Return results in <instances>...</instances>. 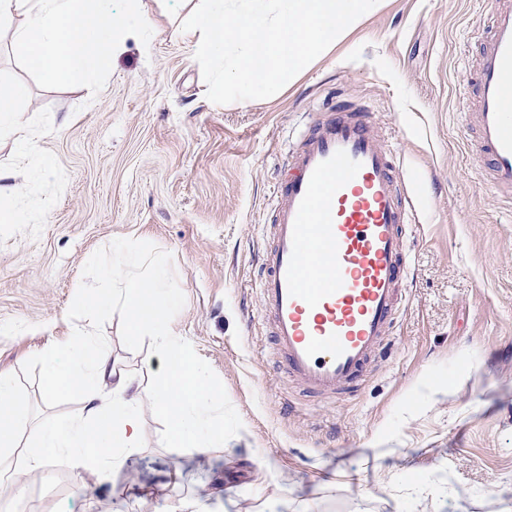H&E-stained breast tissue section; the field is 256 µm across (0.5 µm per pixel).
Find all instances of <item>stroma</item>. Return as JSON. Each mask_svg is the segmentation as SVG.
Masks as SVG:
<instances>
[{
  "instance_id": "1",
  "label": "stroma",
  "mask_w": 512,
  "mask_h": 512,
  "mask_svg": "<svg viewBox=\"0 0 512 512\" xmlns=\"http://www.w3.org/2000/svg\"><path fill=\"white\" fill-rule=\"evenodd\" d=\"M191 0L151 5L98 85H47L0 43V83L53 164L37 177L0 133L29 221L0 223V371L25 419L85 413L49 394L42 354L88 320L68 308L82 269L114 239L172 256L184 308L172 326L222 381L243 429L207 452L165 448L140 397V437L112 477L56 459L0 474L10 512H501L512 501V209L466 157L457 95L483 0H380L329 53L266 99L211 103L178 37ZM345 101L377 113L402 170L426 192L407 229L411 277L398 331L358 391L308 396L278 369L254 287L273 182L315 113ZM103 327L113 364L147 390L162 360Z\"/></svg>"
}]
</instances>
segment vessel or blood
<instances>
[{
	"instance_id": "vessel-or-blood-1",
	"label": "vessel or blood",
	"mask_w": 512,
	"mask_h": 512,
	"mask_svg": "<svg viewBox=\"0 0 512 512\" xmlns=\"http://www.w3.org/2000/svg\"><path fill=\"white\" fill-rule=\"evenodd\" d=\"M487 31L458 85L473 110L472 156L512 203V0H489ZM274 193L258 289L288 374L330 399L353 393L394 333L410 268L407 226L424 181L400 172L372 113L325 114L301 135Z\"/></svg>"
}]
</instances>
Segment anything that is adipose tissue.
Masks as SVG:
<instances>
[{
    "label": "adipose tissue",
    "instance_id": "1",
    "mask_svg": "<svg viewBox=\"0 0 512 512\" xmlns=\"http://www.w3.org/2000/svg\"><path fill=\"white\" fill-rule=\"evenodd\" d=\"M127 25L113 18L112 0H0V31L9 32L14 52L48 83L95 84L102 56L122 51L119 31ZM19 96L17 87L0 84V131L30 154L34 132L18 115ZM43 364L48 389L79 396L95 420L46 424L37 446L16 455L14 430L25 413L16 402L12 376L0 372V465L39 473L65 456L106 475L120 470L137 446L139 423L120 382H113L111 397L101 393V382L114 373L103 343L84 334L51 343Z\"/></svg>",
    "mask_w": 512,
    "mask_h": 512
}]
</instances>
